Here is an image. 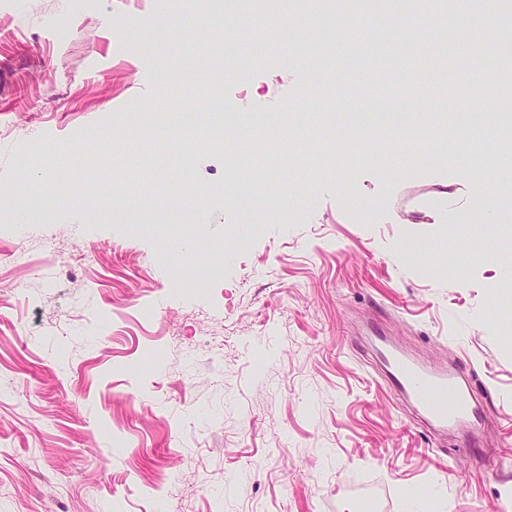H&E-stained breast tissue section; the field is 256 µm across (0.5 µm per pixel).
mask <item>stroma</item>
<instances>
[{
	"mask_svg": "<svg viewBox=\"0 0 512 512\" xmlns=\"http://www.w3.org/2000/svg\"><path fill=\"white\" fill-rule=\"evenodd\" d=\"M176 3L0 0V188L27 206L0 253L30 259L0 265V512H512V168L492 196L453 160L500 103L489 39L433 67L382 10L355 60L344 28L230 44L226 0ZM307 88L294 148L209 107ZM162 111L182 153L141 127ZM378 335L482 393L484 458L388 384Z\"/></svg>",
	"mask_w": 512,
	"mask_h": 512,
	"instance_id": "obj_1",
	"label": "stroma"
}]
</instances>
